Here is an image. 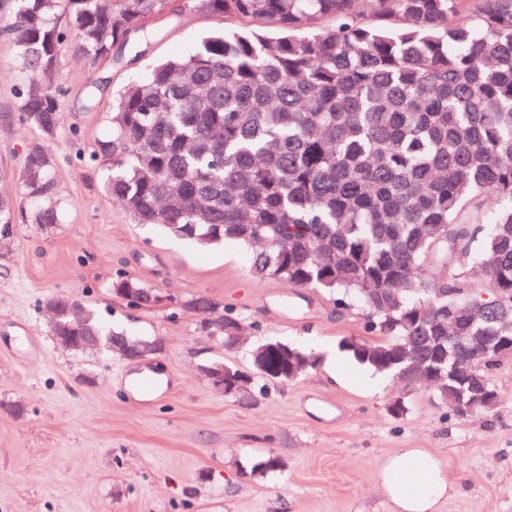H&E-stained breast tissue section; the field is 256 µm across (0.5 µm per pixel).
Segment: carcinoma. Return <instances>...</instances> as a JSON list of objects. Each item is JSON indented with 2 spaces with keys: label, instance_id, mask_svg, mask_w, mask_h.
<instances>
[{
  "label": "carcinoma",
  "instance_id": "1",
  "mask_svg": "<svg viewBox=\"0 0 512 512\" xmlns=\"http://www.w3.org/2000/svg\"><path fill=\"white\" fill-rule=\"evenodd\" d=\"M169 2L12 0L0 35L23 77L20 124L56 136L66 33L96 62ZM194 2L227 29L113 97L97 151L108 194L168 234L211 225L208 244L246 247L257 280L357 301L366 335L340 347L376 373L414 349L446 353L435 322L512 290V0ZM23 182L40 205L28 216L1 196V239L17 217L61 223L49 150H28ZM472 266L485 286L469 284ZM121 287L145 285L119 271ZM505 324L511 307H485L473 331ZM496 367L434 396L491 413Z\"/></svg>",
  "mask_w": 512,
  "mask_h": 512
}]
</instances>
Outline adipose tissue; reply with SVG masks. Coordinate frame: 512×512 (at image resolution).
I'll use <instances>...</instances> for the list:
<instances>
[{
	"instance_id": "ef3b65f1",
	"label": "adipose tissue",
	"mask_w": 512,
	"mask_h": 512,
	"mask_svg": "<svg viewBox=\"0 0 512 512\" xmlns=\"http://www.w3.org/2000/svg\"><path fill=\"white\" fill-rule=\"evenodd\" d=\"M378 482L392 512H438V505L455 491L448 470L418 448H406L390 457Z\"/></svg>"
}]
</instances>
